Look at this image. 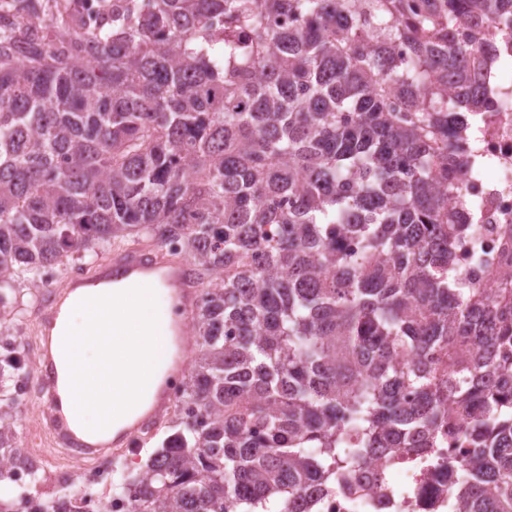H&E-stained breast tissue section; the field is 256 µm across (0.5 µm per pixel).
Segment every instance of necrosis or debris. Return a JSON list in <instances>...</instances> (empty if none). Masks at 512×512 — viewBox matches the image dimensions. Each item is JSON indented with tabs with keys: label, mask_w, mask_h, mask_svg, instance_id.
Wrapping results in <instances>:
<instances>
[{
	"label": "necrosis or debris",
	"mask_w": 512,
	"mask_h": 512,
	"mask_svg": "<svg viewBox=\"0 0 512 512\" xmlns=\"http://www.w3.org/2000/svg\"><path fill=\"white\" fill-rule=\"evenodd\" d=\"M483 66L475 71L481 111L464 117L451 151L467 162L448 182V208L472 231L451 244V272L466 283L504 288L512 282V24L488 28L479 44ZM455 471L423 454L389 467L374 457L351 475L350 491L321 488L319 512H447L455 496Z\"/></svg>",
	"instance_id": "obj_1"
}]
</instances>
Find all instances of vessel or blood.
<instances>
[{
    "label": "vessel or blood",
    "mask_w": 512,
    "mask_h": 512,
    "mask_svg": "<svg viewBox=\"0 0 512 512\" xmlns=\"http://www.w3.org/2000/svg\"><path fill=\"white\" fill-rule=\"evenodd\" d=\"M162 270L177 279L180 295L175 300V309L180 320H188L197 311L200 298L201 285L196 279L188 262L179 257H173L162 250L148 249L144 247H132L114 253L110 260L99 263L93 270H74L66 278L63 287L44 291L37 319L41 330H48L53 324L58 323L63 314V305L70 289L80 286L92 288L97 285L104 272H112L119 277L130 279L143 276L151 270ZM40 384L51 397L50 419L54 430L63 446L68 448L85 447L86 441L69 426L62 411V401L56 386V364L52 358L41 356L40 358ZM155 416L141 418L135 425L113 436L111 445L115 448L133 447L140 438L142 432L154 425Z\"/></svg>",
    "instance_id": "b4317fda"
}]
</instances>
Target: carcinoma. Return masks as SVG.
<instances>
[{"label":"carcinoma","instance_id":"carcinoma-1","mask_svg":"<svg viewBox=\"0 0 512 512\" xmlns=\"http://www.w3.org/2000/svg\"><path fill=\"white\" fill-rule=\"evenodd\" d=\"M22 2L0 0V512L72 498L4 459L12 317L38 298L19 281L141 239L197 270L199 341L178 430L143 473L111 468L112 499L290 512L462 429L448 512H512V288L448 278V113L481 110L479 22L512 0H109L93 28Z\"/></svg>","mask_w":512,"mask_h":512}]
</instances>
